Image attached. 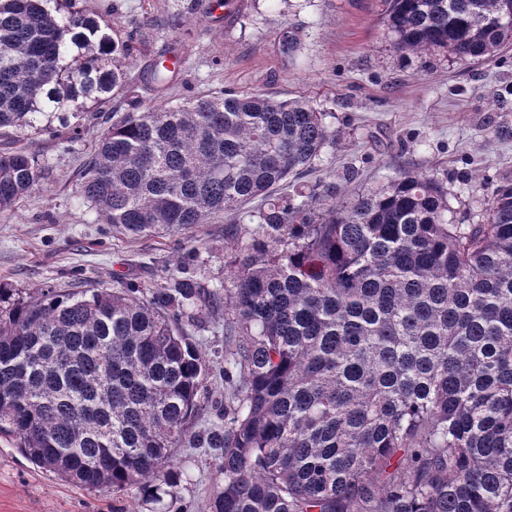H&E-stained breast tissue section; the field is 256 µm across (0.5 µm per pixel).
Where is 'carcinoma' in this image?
<instances>
[{
	"label": "carcinoma",
	"instance_id": "1",
	"mask_svg": "<svg viewBox=\"0 0 512 512\" xmlns=\"http://www.w3.org/2000/svg\"><path fill=\"white\" fill-rule=\"evenodd\" d=\"M403 54L477 63L512 44V0H381ZM126 51L76 0H0V136L127 89L77 194L131 237L225 229L224 295L189 271L23 299L0 283V438L80 488L177 486V448L216 452L205 512H512V180L484 224L448 220V186L403 169L336 200L297 181L336 140L299 98L223 91L139 110ZM166 59L148 76L168 82ZM0 147V213L42 185ZM248 235L243 239L241 234ZM224 304V408L189 329ZM207 381V390L200 399L203 411H200L199 416L195 419L197 426L207 425L210 420L215 419L213 406L220 401L224 403V379H220L217 375L208 378Z\"/></svg>",
	"mask_w": 512,
	"mask_h": 512
}]
</instances>
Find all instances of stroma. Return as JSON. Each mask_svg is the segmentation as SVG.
<instances>
[{"instance_id": "35a3bbf8", "label": "stroma", "mask_w": 512, "mask_h": 512, "mask_svg": "<svg viewBox=\"0 0 512 512\" xmlns=\"http://www.w3.org/2000/svg\"><path fill=\"white\" fill-rule=\"evenodd\" d=\"M130 48L120 65L142 109L231 89L278 100L308 98L336 132L315 178L341 196L385 184L410 163L446 178L450 218L481 224L498 186L512 178V47L475 63L442 53L402 55L379 22V0H80ZM294 39L284 49L283 35ZM182 62L166 90L142 78L160 50ZM80 140L19 135L17 146L49 166L42 187L0 214V281L37 296L45 286L79 291L115 287L124 277L152 287L169 258L193 254L191 269L223 290L225 218L185 234L128 238L83 204L76 179L102 121L84 117ZM174 496L143 501L136 488L85 490L36 468L0 441V512H200L221 483L208 448H180Z\"/></svg>"}]
</instances>
